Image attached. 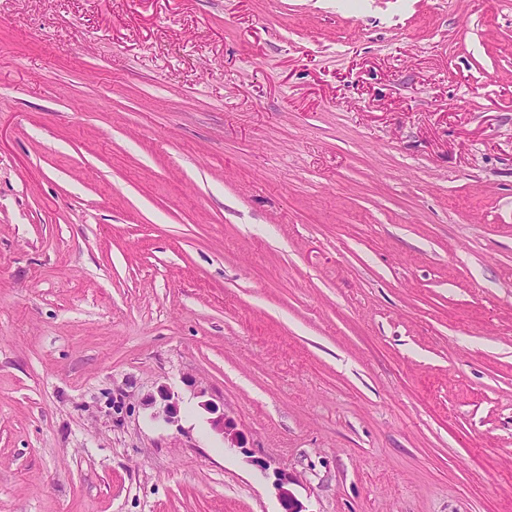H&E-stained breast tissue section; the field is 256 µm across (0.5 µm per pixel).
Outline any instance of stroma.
Masks as SVG:
<instances>
[{"instance_id": "35a3bbf8", "label": "stroma", "mask_w": 512, "mask_h": 512, "mask_svg": "<svg viewBox=\"0 0 512 512\" xmlns=\"http://www.w3.org/2000/svg\"><path fill=\"white\" fill-rule=\"evenodd\" d=\"M278 471L512 512V0H0V512ZM210 425L216 432L223 436L224 443H227L229 448H240L243 452H247L248 449L243 446V433L237 428L234 421L227 417L224 412L211 418Z\"/></svg>"}]
</instances>
